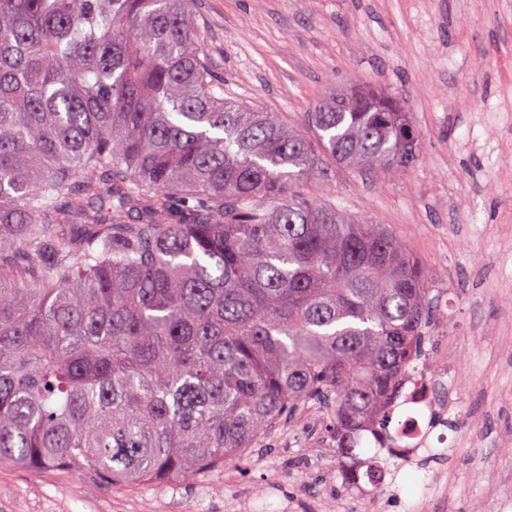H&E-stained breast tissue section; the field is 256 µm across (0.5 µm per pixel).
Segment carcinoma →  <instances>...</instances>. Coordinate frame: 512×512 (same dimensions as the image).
Listing matches in <instances>:
<instances>
[{"label": "carcinoma", "instance_id": "cac0c4a2", "mask_svg": "<svg viewBox=\"0 0 512 512\" xmlns=\"http://www.w3.org/2000/svg\"><path fill=\"white\" fill-rule=\"evenodd\" d=\"M195 0H0V466L224 468L313 403L344 488L435 325L380 224L314 204L422 135L353 83L304 124L224 97Z\"/></svg>", "mask_w": 512, "mask_h": 512}]
</instances>
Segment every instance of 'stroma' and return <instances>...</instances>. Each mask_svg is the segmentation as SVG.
Here are the masks:
<instances>
[{"label": "stroma", "mask_w": 512, "mask_h": 512, "mask_svg": "<svg viewBox=\"0 0 512 512\" xmlns=\"http://www.w3.org/2000/svg\"><path fill=\"white\" fill-rule=\"evenodd\" d=\"M224 95L300 120L351 82L404 101L422 134L416 164L377 180L336 167L305 193L386 225L443 291L451 351L443 462L386 474L389 512H500L512 495V0H196ZM316 407L276 429L246 462L190 481L119 487L91 471L0 467V512H373L345 499Z\"/></svg>", "instance_id": "stroma-1"}]
</instances>
